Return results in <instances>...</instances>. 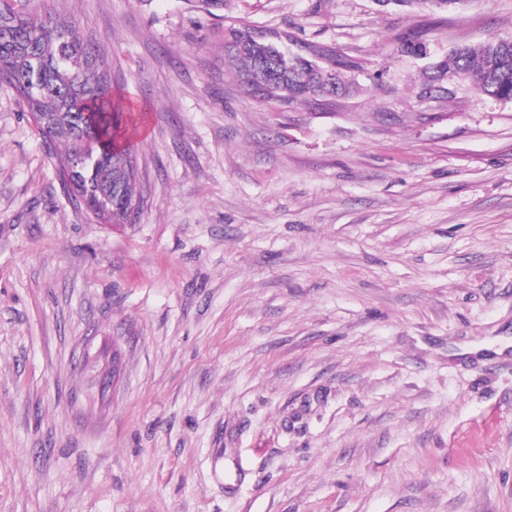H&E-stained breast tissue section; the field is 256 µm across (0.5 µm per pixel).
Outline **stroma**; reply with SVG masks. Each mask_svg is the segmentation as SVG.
<instances>
[{
	"label": "stroma",
	"mask_w": 512,
	"mask_h": 512,
	"mask_svg": "<svg viewBox=\"0 0 512 512\" xmlns=\"http://www.w3.org/2000/svg\"><path fill=\"white\" fill-rule=\"evenodd\" d=\"M52 4L146 106L142 205L93 218L0 83V512H512V101L419 96L512 0ZM242 24L358 93L254 98Z\"/></svg>",
	"instance_id": "1"
}]
</instances>
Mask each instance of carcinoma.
<instances>
[{
    "label": "carcinoma",
    "mask_w": 512,
    "mask_h": 512,
    "mask_svg": "<svg viewBox=\"0 0 512 512\" xmlns=\"http://www.w3.org/2000/svg\"><path fill=\"white\" fill-rule=\"evenodd\" d=\"M6 29L9 40L1 36ZM224 46L238 80L255 97L278 99L286 88L301 100L331 104L353 88L346 72L356 63L331 50L321 51L318 61L288 59L246 26L225 31ZM450 76L484 95L512 101V39L454 48L425 70L421 90L444 99L451 94ZM1 81L19 93L27 112L47 118L41 135L63 145L60 158L78 156L86 141L93 144L90 164L71 174L62 164L60 179L81 189L83 204L97 220L132 223L135 213L126 202L137 201L132 141L138 104L130 93L114 94L108 62L100 47L85 39L80 22L31 0H0Z\"/></svg>",
    "instance_id": "obj_1"
}]
</instances>
